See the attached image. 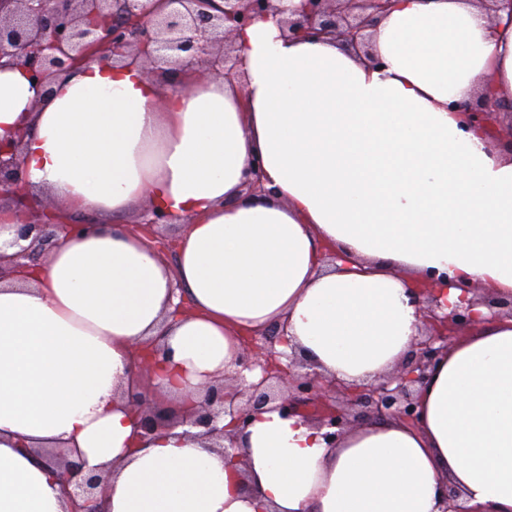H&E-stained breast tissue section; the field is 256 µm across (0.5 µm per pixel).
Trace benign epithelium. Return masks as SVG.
Returning a JSON list of instances; mask_svg holds the SVG:
<instances>
[{
  "label": "benign epithelium",
  "instance_id": "benign-epithelium-1",
  "mask_svg": "<svg viewBox=\"0 0 512 512\" xmlns=\"http://www.w3.org/2000/svg\"><path fill=\"white\" fill-rule=\"evenodd\" d=\"M391 0H224V7L213 13V0H0V59L6 57L22 67L37 96L48 95L56 78L73 66L91 59L132 61L151 77L163 76L173 89L185 90L181 71L186 64L196 67L199 77L234 78L240 60L235 47L226 39L257 18H272L282 34L305 37L331 35L348 49L359 52L369 47L372 30L389 10ZM500 118L488 105H478L470 121L486 129ZM22 141L0 144V211L3 204L14 207L17 218L15 237L0 242V275L21 272L28 267L34 246L44 250L57 246L85 224H67L51 201L35 205L25 199ZM420 305L432 328L412 349L414 361L403 371L371 383L350 400L377 415L390 416L406 423L416 421L414 387L425 383L437 357L448 348V332L470 327L477 319L473 307L456 306L438 313L442 304L431 289H423ZM285 343L272 335L271 347L245 351L239 360L241 370L231 377L232 395L224 393V383L206 390L203 404L185 417L171 418L164 407H147L136 398L129 400L138 428L145 433L162 427L188 423L205 429L206 436H221L236 447L234 437L224 434L218 423L231 416L245 428L253 411L272 400H281L287 415L300 414L327 429L329 443L349 424V405L332 402L328 384L316 373L299 374L282 366L283 352L274 345ZM261 370V379L250 382L244 371ZM102 477L94 474L68 492L70 512H101L95 490Z\"/></svg>",
  "mask_w": 512,
  "mask_h": 512
}]
</instances>
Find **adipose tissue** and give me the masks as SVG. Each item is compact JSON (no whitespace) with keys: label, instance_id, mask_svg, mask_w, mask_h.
Listing matches in <instances>:
<instances>
[{"label":"adipose tissue","instance_id":"adipose-tissue-1","mask_svg":"<svg viewBox=\"0 0 512 512\" xmlns=\"http://www.w3.org/2000/svg\"><path fill=\"white\" fill-rule=\"evenodd\" d=\"M242 81L185 91L92 61L37 100L0 67V140L29 128L26 181L63 211L144 203L182 227L169 267L121 224L64 240L0 277V512H68L47 450L101 474L104 512H512V317L480 308L416 397L417 424L379 418L328 444L276 403L243 461L200 428L137 432L138 350L160 405L201 404L250 332L284 331L328 380L356 388L403 364L426 323L418 290L512 297V153L461 112L512 100V17L477 0H392L372 65L273 20L235 32ZM260 191L244 194L251 169Z\"/></svg>","mask_w":512,"mask_h":512}]
</instances>
